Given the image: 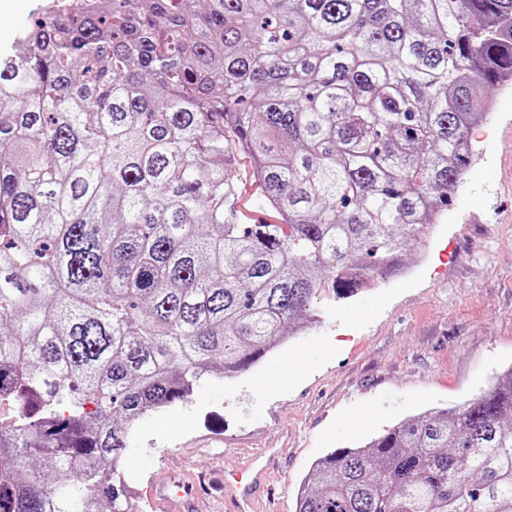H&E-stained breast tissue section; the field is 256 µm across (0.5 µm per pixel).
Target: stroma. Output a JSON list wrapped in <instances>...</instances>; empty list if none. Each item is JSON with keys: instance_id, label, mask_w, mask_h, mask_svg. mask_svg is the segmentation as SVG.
<instances>
[{"instance_id": "stroma-1", "label": "stroma", "mask_w": 512, "mask_h": 512, "mask_svg": "<svg viewBox=\"0 0 512 512\" xmlns=\"http://www.w3.org/2000/svg\"><path fill=\"white\" fill-rule=\"evenodd\" d=\"M485 123L491 137L475 146L477 172L432 236L409 245L399 271L352 298L314 300L318 317L296 340L138 423L129 447L150 464L123 471L144 512H174L155 495L168 473L197 486L262 448L275 451L276 496L256 501L255 512H296L316 458L404 417L472 400L512 368V112L487 113ZM233 175L247 223L274 221L248 158H238ZM295 358L303 368L272 381ZM173 418L184 421L177 441L168 433ZM214 435L228 447L218 459L201 446Z\"/></svg>"}]
</instances>
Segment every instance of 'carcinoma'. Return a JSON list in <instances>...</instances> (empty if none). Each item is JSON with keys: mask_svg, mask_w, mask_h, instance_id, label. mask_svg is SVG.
Instances as JSON below:
<instances>
[{"mask_svg": "<svg viewBox=\"0 0 512 512\" xmlns=\"http://www.w3.org/2000/svg\"><path fill=\"white\" fill-rule=\"evenodd\" d=\"M512 0H50L0 60V512H141L144 414L429 232ZM250 159L277 223L246 224ZM296 512H512V368L312 466Z\"/></svg>", "mask_w": 512, "mask_h": 512, "instance_id": "carcinoma-1", "label": "carcinoma"}]
</instances>
